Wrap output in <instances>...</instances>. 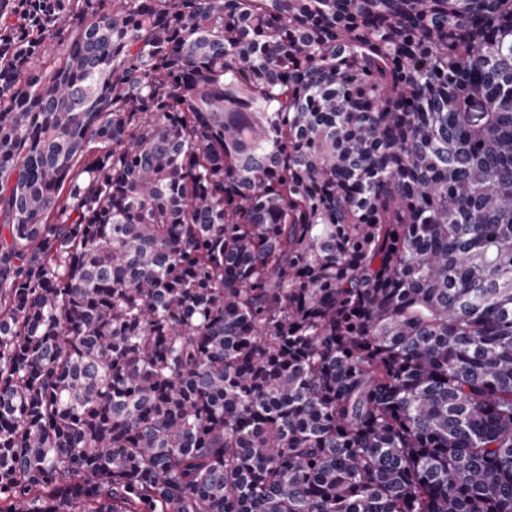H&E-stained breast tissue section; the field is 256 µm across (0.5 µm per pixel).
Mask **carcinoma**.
<instances>
[{
  "instance_id": "cac0c4a2",
  "label": "carcinoma",
  "mask_w": 512,
  "mask_h": 512,
  "mask_svg": "<svg viewBox=\"0 0 512 512\" xmlns=\"http://www.w3.org/2000/svg\"><path fill=\"white\" fill-rule=\"evenodd\" d=\"M0 512H512V0H0Z\"/></svg>"
}]
</instances>
